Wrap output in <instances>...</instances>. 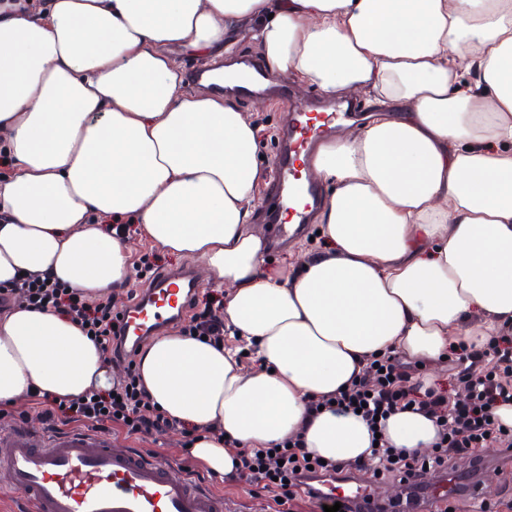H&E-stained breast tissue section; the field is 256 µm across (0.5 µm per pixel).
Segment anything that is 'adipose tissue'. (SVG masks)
I'll return each mask as SVG.
<instances>
[{"mask_svg":"<svg viewBox=\"0 0 512 512\" xmlns=\"http://www.w3.org/2000/svg\"><path fill=\"white\" fill-rule=\"evenodd\" d=\"M250 22L270 72L381 104L307 161L324 246L286 275L251 226L270 179L256 130L230 95L189 89L181 64L228 52ZM0 150L1 285L125 287L130 253L109 223L129 218L225 288L227 342L174 331L137 354L147 393L196 427L189 452L217 477L236 473L228 438L253 451L299 434L326 460L365 455L361 416L309 400L373 355L433 365L512 327V0H0ZM114 381L67 317L0 311V402ZM383 436L424 451L436 428L402 410Z\"/></svg>","mask_w":512,"mask_h":512,"instance_id":"ef3b65f1","label":"adipose tissue"}]
</instances>
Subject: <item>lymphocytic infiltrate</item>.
I'll return each mask as SVG.
<instances>
[{
	"label": "lymphocytic infiltrate",
	"mask_w": 512,
	"mask_h": 512,
	"mask_svg": "<svg viewBox=\"0 0 512 512\" xmlns=\"http://www.w3.org/2000/svg\"><path fill=\"white\" fill-rule=\"evenodd\" d=\"M35 309L51 308L72 322L87 326L107 359H120L119 336L115 330L118 317L108 299H86L81 292L59 282L35 279L18 288L0 287V310L16 302ZM193 316L184 334L206 337L212 342L224 340V300H193ZM453 371L447 382L425 385L417 368L403 365L396 357L376 358L367 363L360 379L335 397L310 401L311 411L329 408L336 413L360 410L366 422L387 418L398 410L412 409L425 414L437 427L436 441L429 453L409 451L379 442L371 451L381 477L416 491L421 477L431 472L445 478L458 462L477 466L479 450L490 444L512 447V427L502 425L495 415L501 405H512V329L502 330L483 347L461 342L448 354ZM39 416L54 429L78 423L91 428L119 426L129 437L156 439L175 428L170 419L146 394L134 364H127L123 380L99 394H85L73 400L43 397ZM240 479L259 484L273 498L283 499L278 512H288L286 505L297 493L313 497L304 489L305 479L336 474L355 475L365 464L359 460L322 462L308 457L301 438L291 439L267 456L243 449L238 453Z\"/></svg>",
	"instance_id": "f902f5d3"
}]
</instances>
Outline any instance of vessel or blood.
I'll return each instance as SVG.
<instances>
[{"mask_svg":"<svg viewBox=\"0 0 512 512\" xmlns=\"http://www.w3.org/2000/svg\"><path fill=\"white\" fill-rule=\"evenodd\" d=\"M340 115L319 112L278 137L275 199L304 196L305 210L287 221L270 216L272 236L284 240L309 222L323 197L302 178L299 166L315 143L332 132ZM191 267L165 271L148 282L123 313L126 351L179 320L198 291ZM0 491L26 497L36 512H224V497L178 474L165 462L130 448H116L87 434H68L43 444L26 430L0 434Z\"/></svg>","mask_w":512,"mask_h":512,"instance_id":"vessel-or-blood-1","label":"vessel or blood"}]
</instances>
